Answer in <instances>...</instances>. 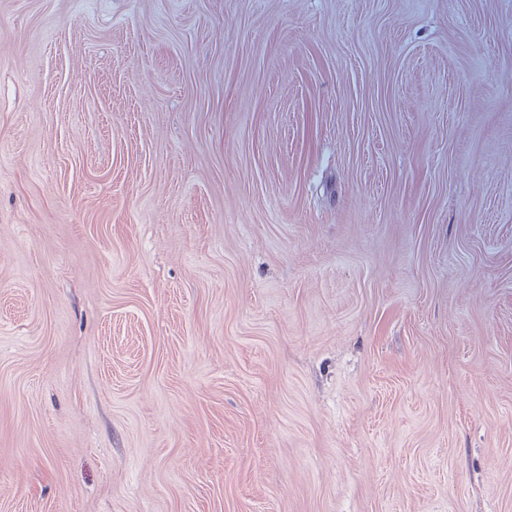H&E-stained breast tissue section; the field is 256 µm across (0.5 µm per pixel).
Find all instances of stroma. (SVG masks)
Returning a JSON list of instances; mask_svg holds the SVG:
<instances>
[{"mask_svg":"<svg viewBox=\"0 0 512 512\" xmlns=\"http://www.w3.org/2000/svg\"><path fill=\"white\" fill-rule=\"evenodd\" d=\"M0 512H512V0H0Z\"/></svg>","mask_w":512,"mask_h":512,"instance_id":"1","label":"stroma"}]
</instances>
